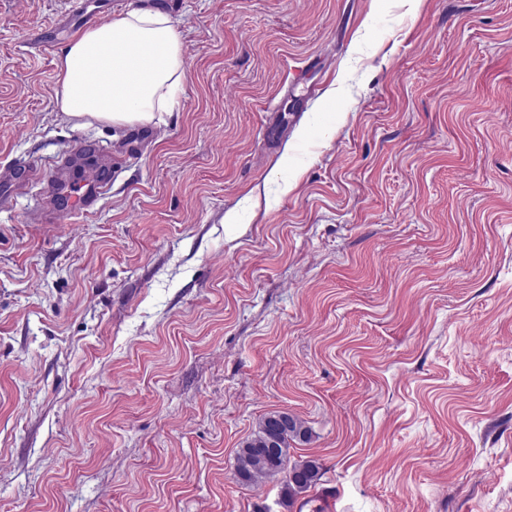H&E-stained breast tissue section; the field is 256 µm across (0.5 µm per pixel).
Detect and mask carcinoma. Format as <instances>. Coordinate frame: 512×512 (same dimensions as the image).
<instances>
[{
  "label": "carcinoma",
  "mask_w": 512,
  "mask_h": 512,
  "mask_svg": "<svg viewBox=\"0 0 512 512\" xmlns=\"http://www.w3.org/2000/svg\"><path fill=\"white\" fill-rule=\"evenodd\" d=\"M310 430L295 415L280 421L275 413L265 415L250 438L243 442L236 456V474L244 484L283 475L277 505L290 512L298 498L321 479V466L314 460L288 465L292 442H307Z\"/></svg>",
  "instance_id": "cac0c4a2"
}]
</instances>
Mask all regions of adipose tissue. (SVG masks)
<instances>
[{"mask_svg": "<svg viewBox=\"0 0 512 512\" xmlns=\"http://www.w3.org/2000/svg\"><path fill=\"white\" fill-rule=\"evenodd\" d=\"M57 67L59 112L118 128L152 123L185 78L176 20L149 7L85 30L61 49Z\"/></svg>", "mask_w": 512, "mask_h": 512, "instance_id": "1", "label": "adipose tissue"}]
</instances>
